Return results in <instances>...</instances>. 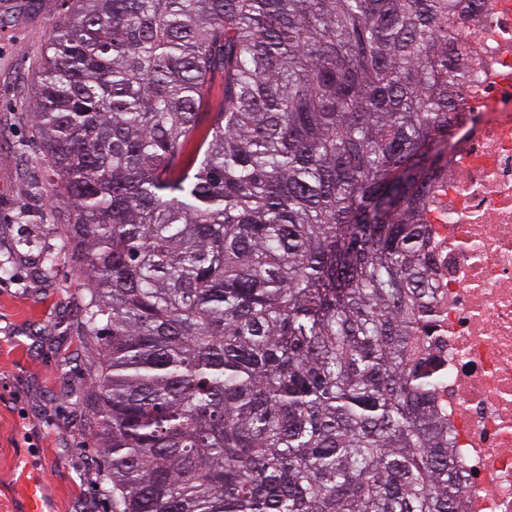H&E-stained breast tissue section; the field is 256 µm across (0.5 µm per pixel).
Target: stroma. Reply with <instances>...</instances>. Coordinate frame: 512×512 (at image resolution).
I'll return each instance as SVG.
<instances>
[{
    "label": "stroma",
    "instance_id": "1",
    "mask_svg": "<svg viewBox=\"0 0 512 512\" xmlns=\"http://www.w3.org/2000/svg\"><path fill=\"white\" fill-rule=\"evenodd\" d=\"M62 0H0V512H18L14 469L29 449L47 473L48 512H111L100 443L77 398L89 388L90 354L70 262L42 269L39 249L15 252L19 210L43 207L41 155L23 113Z\"/></svg>",
    "mask_w": 512,
    "mask_h": 512
}]
</instances>
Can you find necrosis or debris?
Segmentation results:
<instances>
[{
  "mask_svg": "<svg viewBox=\"0 0 512 512\" xmlns=\"http://www.w3.org/2000/svg\"><path fill=\"white\" fill-rule=\"evenodd\" d=\"M456 20L470 80L433 226L429 349L448 369L436 402L454 435L457 512H512V0Z\"/></svg>",
  "mask_w": 512,
  "mask_h": 512,
  "instance_id": "1",
  "label": "necrosis or debris"
}]
</instances>
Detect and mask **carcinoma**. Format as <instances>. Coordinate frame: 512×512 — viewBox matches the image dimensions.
<instances>
[{"label": "carcinoma", "instance_id": "carcinoma-1", "mask_svg": "<svg viewBox=\"0 0 512 512\" xmlns=\"http://www.w3.org/2000/svg\"><path fill=\"white\" fill-rule=\"evenodd\" d=\"M478 0H64L31 127L113 512H455L431 214Z\"/></svg>", "mask_w": 512, "mask_h": 512}]
</instances>
